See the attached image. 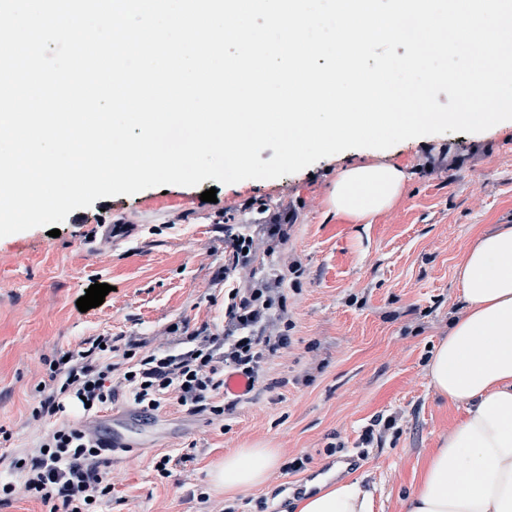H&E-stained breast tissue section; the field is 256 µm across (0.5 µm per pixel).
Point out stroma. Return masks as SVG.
<instances>
[{"label": "stroma", "mask_w": 512, "mask_h": 512, "mask_svg": "<svg viewBox=\"0 0 512 512\" xmlns=\"http://www.w3.org/2000/svg\"><path fill=\"white\" fill-rule=\"evenodd\" d=\"M392 163L409 181L388 210L355 220L328 205L337 173L353 163ZM215 189L216 202L200 195ZM288 218L287 244L303 272L286 306L292 344L272 360L279 387L240 410L228 429L174 405L148 418L131 452H116L114 486L104 512H197L199 492L222 505L212 465L256 442L280 449L282 462L307 455L304 471L275 470L252 500L293 502L309 476L333 466V479L365 477L375 512H404L427 455L464 415L430 386L432 345L448 335L462 307L455 267L466 248L495 224H512V134L447 133L389 149H351L276 179L195 187H151L96 199L72 211L60 236L36 227L0 238V473L52 427L30 408L44 361L81 350L103 335L135 336L165 346L176 322L224 330V227ZM101 224H129L130 235L100 245ZM111 285L104 302L80 312L94 283ZM400 413V430L356 465L334 463L329 442L355 456L360 434L380 414ZM193 461L180 462L185 449ZM178 463L169 478L157 456Z\"/></svg>", "instance_id": "obj_1"}]
</instances>
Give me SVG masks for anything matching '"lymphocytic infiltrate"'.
Returning a JSON list of instances; mask_svg holds the SVG:
<instances>
[{
	"mask_svg": "<svg viewBox=\"0 0 512 512\" xmlns=\"http://www.w3.org/2000/svg\"><path fill=\"white\" fill-rule=\"evenodd\" d=\"M269 239L287 242V225H263L258 235L242 224L224 227L229 258L224 266L223 335L194 332L186 342L152 351L140 339L96 337L69 359L47 361L48 381L32 418H56L71 396L103 408L125 395L148 416L173 399L188 413L207 414L217 424L252 403L271 358L292 343L288 276L301 268L298 260L284 257L258 271L257 255ZM233 375L247 380L242 394L224 391L225 377ZM108 466L82 429L59 422L39 445L14 458L12 468L21 473V481L0 476V507L23 497L42 503L49 512H100L102 502L112 496Z\"/></svg>",
	"mask_w": 512,
	"mask_h": 512,
	"instance_id": "lymphocytic-infiltrate-1",
	"label": "lymphocytic infiltrate"
}]
</instances>
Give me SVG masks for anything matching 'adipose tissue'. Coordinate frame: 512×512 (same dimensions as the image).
I'll list each match as a JSON object with an SVG mask.
<instances>
[{
	"mask_svg": "<svg viewBox=\"0 0 512 512\" xmlns=\"http://www.w3.org/2000/svg\"><path fill=\"white\" fill-rule=\"evenodd\" d=\"M407 174L386 164H351L331 187L332 211L361 219L389 209ZM464 302L431 353L430 384L465 415L440 437L404 512H512V224L480 235L455 270ZM278 451L257 444L225 454L211 482L225 495L261 486ZM296 512H375V490L360 479L322 487Z\"/></svg>",
	"mask_w": 512,
	"mask_h": 512,
	"instance_id": "obj_1",
	"label": "adipose tissue"
}]
</instances>
